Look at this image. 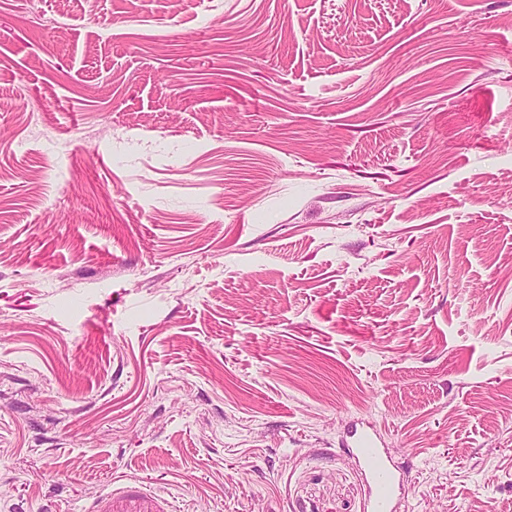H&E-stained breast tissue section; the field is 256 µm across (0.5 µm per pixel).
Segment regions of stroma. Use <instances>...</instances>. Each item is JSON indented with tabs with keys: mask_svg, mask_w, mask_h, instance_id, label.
Segmentation results:
<instances>
[{
	"mask_svg": "<svg viewBox=\"0 0 512 512\" xmlns=\"http://www.w3.org/2000/svg\"><path fill=\"white\" fill-rule=\"evenodd\" d=\"M512 512V0H0V512ZM362 468L368 482L369 496L367 510L370 512H392L396 510L400 479L399 466L386 448L378 444L374 432L358 430L352 427L343 441ZM167 504L146 492L137 481H130L112 489L97 503L92 512H164Z\"/></svg>",
	"mask_w": 512,
	"mask_h": 512,
	"instance_id": "35a3bbf8",
	"label": "stroma"
}]
</instances>
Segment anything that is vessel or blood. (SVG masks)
<instances>
[{
    "label": "vessel or blood",
    "instance_id": "b4317fda",
    "mask_svg": "<svg viewBox=\"0 0 512 512\" xmlns=\"http://www.w3.org/2000/svg\"><path fill=\"white\" fill-rule=\"evenodd\" d=\"M343 445L354 455L368 482L369 512H395L400 479L398 467L389 452L381 448L375 433L358 428L349 430ZM97 512H165V501L130 481L115 488L97 504Z\"/></svg>",
    "mask_w": 512,
    "mask_h": 512
}]
</instances>
